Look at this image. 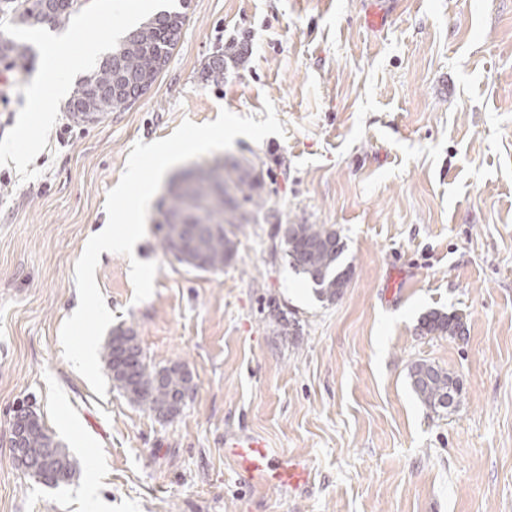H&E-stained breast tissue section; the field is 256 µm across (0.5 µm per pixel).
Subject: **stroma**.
Segmentation results:
<instances>
[{
    "label": "stroma",
    "instance_id": "obj_1",
    "mask_svg": "<svg viewBox=\"0 0 512 512\" xmlns=\"http://www.w3.org/2000/svg\"><path fill=\"white\" fill-rule=\"evenodd\" d=\"M372 2L189 0L147 94L87 126L60 102L44 120L27 89L60 37L54 80L71 90L96 65L71 58L111 52L127 0H85L36 28L24 67L0 61V512H92L90 479L107 512H512V0H401L377 33ZM232 42L223 84L205 82L204 61ZM267 100L285 136L236 137L163 178L134 256L159 265L152 296L134 302L123 255L95 273L115 325L152 366L185 363L193 394L168 418L98 396L60 330L132 145L223 108L262 121ZM218 160L261 170L266 206L222 271L199 272L164 253L162 205L178 176ZM281 224L340 233L355 271L335 303L291 269ZM433 309L463 335L422 331ZM418 360L458 376L448 410L416 398ZM28 403L79 460L70 484L15 467L10 422ZM241 433L304 460L310 483L238 473L224 439Z\"/></svg>",
    "mask_w": 512,
    "mask_h": 512
}]
</instances>
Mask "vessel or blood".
Masks as SVG:
<instances>
[{
  "label": "vessel or blood",
  "mask_w": 512,
  "mask_h": 512,
  "mask_svg": "<svg viewBox=\"0 0 512 512\" xmlns=\"http://www.w3.org/2000/svg\"><path fill=\"white\" fill-rule=\"evenodd\" d=\"M224 453L237 463L242 473H259L273 483L295 487L308 479V471L302 461L295 458L272 460L265 450L264 441L247 434L225 438Z\"/></svg>",
  "instance_id": "vessel-or-blood-1"
}]
</instances>
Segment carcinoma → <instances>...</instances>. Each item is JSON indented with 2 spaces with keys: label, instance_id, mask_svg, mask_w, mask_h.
Instances as JSON below:
<instances>
[{
  "label": "carcinoma",
  "instance_id": "obj_1",
  "mask_svg": "<svg viewBox=\"0 0 512 512\" xmlns=\"http://www.w3.org/2000/svg\"><path fill=\"white\" fill-rule=\"evenodd\" d=\"M79 0H55L48 21L39 19L42 0H0V14L8 16L17 27L35 28L45 23L61 25L75 10ZM184 16L179 12L159 11L152 15L112 48L114 58L103 57L88 74L77 80L66 103L65 111L71 120L81 125L80 113L93 111L103 117L110 112H120L130 107L127 98L112 91L117 69L136 74L153 83L166 67L182 34ZM33 55L32 46L13 34L0 32V61L21 66ZM202 78L214 85L224 83V61L207 62L202 68ZM224 183L232 196L220 203L211 198L205 187L197 190V204L189 211L187 220L212 228L202 243L208 252L211 269L216 270L230 259L235 243L228 237L226 224L242 225L251 219L242 209L251 207L257 212L265 205L259 193L262 173L249 164L233 162L224 165ZM291 233L283 235L288 251V261L294 271L311 286L322 301L332 302L339 296V286L350 283L353 266L344 261L346 244L336 231L323 224H292ZM426 333L456 336L463 323L456 314L430 311L422 317ZM131 332L129 328H114L103 346L102 360L107 370L121 365L124 373L112 378V385L126 400L144 412L157 413V408L168 398L171 391L181 385L179 373L169 375L167 384L159 386L156 377L159 369L146 362L141 347L123 357L112 347ZM412 391L418 399L433 411L449 408L453 392L459 384L447 371L426 361L416 362L409 369ZM25 455L38 471L39 480L48 486L69 482L77 473V462L67 449L56 440L42 420H37L25 442Z\"/></svg>",
  "mask_w": 512,
  "mask_h": 512
}]
</instances>
